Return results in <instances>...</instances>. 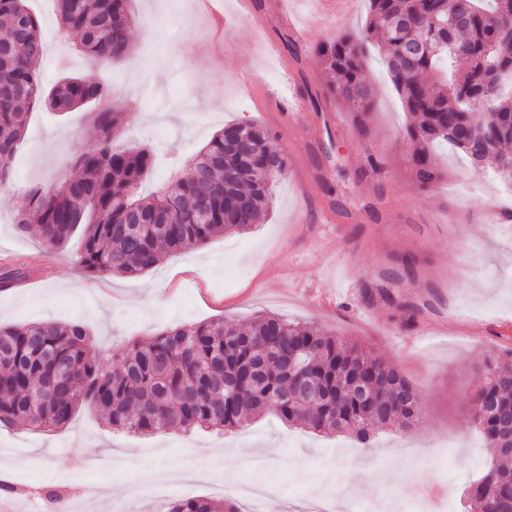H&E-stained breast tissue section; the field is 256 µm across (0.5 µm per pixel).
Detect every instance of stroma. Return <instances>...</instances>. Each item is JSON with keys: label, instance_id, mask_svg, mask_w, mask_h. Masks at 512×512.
I'll use <instances>...</instances> for the list:
<instances>
[{"label": "stroma", "instance_id": "obj_1", "mask_svg": "<svg viewBox=\"0 0 512 512\" xmlns=\"http://www.w3.org/2000/svg\"><path fill=\"white\" fill-rule=\"evenodd\" d=\"M26 4L45 35L37 63L44 87L67 76L101 75L112 85L114 108L131 114L119 129L121 141L154 150L143 193L187 175L190 159L228 122L268 129L288 171L251 230L168 253L137 276L89 274L74 262L79 238L50 252L12 222L27 204L26 188L72 173L76 157L97 142L90 109L33 108L11 164L14 189L0 196V265L23 263L32 275L0 291V325L82 323L113 367L116 353L164 329L277 313L389 362L418 391L423 415L409 427L379 430L364 448L351 436L318 434L270 413L226 432L139 436L112 430L84 405L48 432L0 429V473L16 488L0 495V512H42V498L29 491L33 483L60 490L68 512H97L83 499L96 486L117 487L112 512H162L163 502L132 497L130 487L147 486L146 470L186 468L208 472V482L171 486L169 500L216 498L214 484L229 476L278 488L272 504L239 500L241 512H276L315 491L333 497L343 485L366 512H448L452 502L465 508L467 487L491 457L470 420L472 396L489 363L512 351V222H494L484 209L485 202H503L501 181L447 145L435 152L444 179L427 190L418 186L406 135L411 117L379 51L365 62L375 87L367 111L329 90L315 45L363 28L368 0L294 48L285 40L288 26L264 7L258 29L239 17L237 0H224L220 30L198 0H133L132 49L101 68L76 51L74 34L61 31L56 0ZM248 79L281 100L305 97L297 133L253 102L243 88ZM326 113L337 124L315 135ZM362 126L367 136H359ZM303 167L312 189L301 185ZM333 198L341 221L326 224L322 214ZM404 255L415 260L412 275L388 281L387 271ZM406 300L421 308L410 328L400 310Z\"/></svg>", "mask_w": 512, "mask_h": 512}]
</instances>
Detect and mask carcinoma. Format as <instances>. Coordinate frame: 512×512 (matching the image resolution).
Masks as SVG:
<instances>
[{
    "label": "carcinoma",
    "instance_id": "1",
    "mask_svg": "<svg viewBox=\"0 0 512 512\" xmlns=\"http://www.w3.org/2000/svg\"><path fill=\"white\" fill-rule=\"evenodd\" d=\"M60 24L78 37L77 48L110 63L131 49L135 18L128 0H57ZM363 31L316 47L332 74L331 91L370 106L373 87L364 74L370 44L385 56L386 70L415 118L407 133L418 185L435 184L433 160L445 143L512 185V42L498 41L502 0H369ZM464 15L468 23L446 33L432 50L398 64L405 44L428 40L430 21ZM37 18L24 0H0V187L23 140L28 110L43 104L57 112L97 106L95 148L82 152L76 176L51 188L26 191L18 231L49 249L77 231L78 265L98 275H135L156 266L162 251L200 247L221 233L257 223L268 207L271 179L286 174V157L270 147V132L256 124H226L190 160V175L152 197L138 196L150 173L147 148L117 141L127 113L112 105V86L94 77H65L46 90L35 65L44 53ZM239 167L233 182L224 167ZM29 275L23 266L0 269V288ZM296 355L301 370L288 368ZM121 367L103 366L94 341L78 322L0 326V427L26 424L39 431L66 425L84 403L112 429L152 435L196 427L228 431L246 418L273 411L282 420L322 433L344 432L367 447L395 418L422 415L417 392L388 362L314 326L278 315L253 321L201 322L133 342L118 354ZM310 386L309 396L298 393ZM492 399L496 409L486 407ZM512 417V357L490 364L486 382L472 397V421L493 454L468 492L470 512H512V453L498 447ZM168 512H238L222 500L190 498Z\"/></svg>",
    "mask_w": 512,
    "mask_h": 512
}]
</instances>
